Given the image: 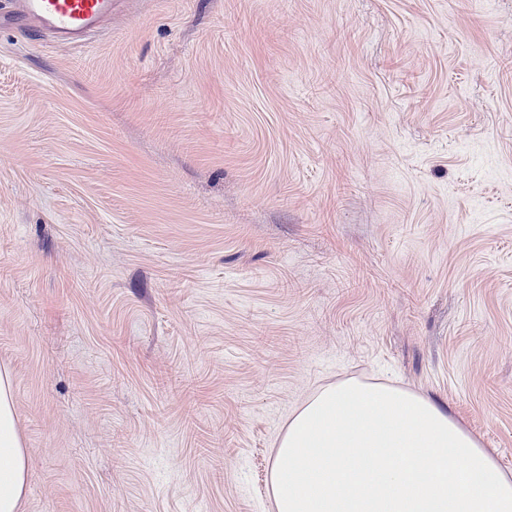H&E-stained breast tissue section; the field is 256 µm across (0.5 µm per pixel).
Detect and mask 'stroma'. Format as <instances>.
Returning <instances> with one entry per match:
<instances>
[{
  "mask_svg": "<svg viewBox=\"0 0 512 512\" xmlns=\"http://www.w3.org/2000/svg\"><path fill=\"white\" fill-rule=\"evenodd\" d=\"M20 512H274L349 379L512 473V0H116L0 29ZM111 20L112 0H7L0 7V27L30 23L63 46L81 45Z\"/></svg>",
  "mask_w": 512,
  "mask_h": 512,
  "instance_id": "stroma-1",
  "label": "stroma"
}]
</instances>
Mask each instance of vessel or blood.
Wrapping results in <instances>:
<instances>
[{"instance_id":"vessel-or-blood-1","label":"vessel or blood","mask_w":512,"mask_h":512,"mask_svg":"<svg viewBox=\"0 0 512 512\" xmlns=\"http://www.w3.org/2000/svg\"><path fill=\"white\" fill-rule=\"evenodd\" d=\"M111 19L112 0H6L0 7V27L30 23L63 46L81 45Z\"/></svg>"}]
</instances>
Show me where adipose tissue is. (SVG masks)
Wrapping results in <instances>:
<instances>
[{"instance_id":"1","label":"adipose tissue","mask_w":512,"mask_h":512,"mask_svg":"<svg viewBox=\"0 0 512 512\" xmlns=\"http://www.w3.org/2000/svg\"><path fill=\"white\" fill-rule=\"evenodd\" d=\"M27 453L0 371V512H19ZM275 512H512V474L439 402L343 381L294 414L269 471Z\"/></svg>"}]
</instances>
